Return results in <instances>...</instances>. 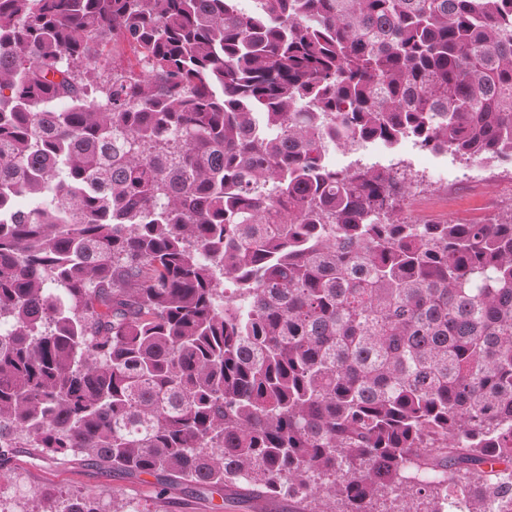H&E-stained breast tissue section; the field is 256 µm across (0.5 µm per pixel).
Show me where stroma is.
<instances>
[{"instance_id":"obj_1","label":"stroma","mask_w":512,"mask_h":512,"mask_svg":"<svg viewBox=\"0 0 512 512\" xmlns=\"http://www.w3.org/2000/svg\"><path fill=\"white\" fill-rule=\"evenodd\" d=\"M394 155H408L414 169L409 179L423 174L427 184L412 190L405 198L403 215L417 224H487L512 213V164L492 162V179L480 181L467 174L464 159L453 155L433 156L426 152H407L405 145L393 149ZM0 495L16 500L35 512L45 496H82L111 507L121 500L129 512H306L305 503L272 499L250 494L237 487L212 495H195L184 485L172 483L165 495H157L154 479L144 475L135 479L112 473L101 465H91L80 457L65 460L36 457L29 448L18 449L9 470L0 476Z\"/></svg>"}]
</instances>
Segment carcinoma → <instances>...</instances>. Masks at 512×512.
Listing matches in <instances>:
<instances>
[{
	"label": "carcinoma",
	"instance_id": "obj_1",
	"mask_svg": "<svg viewBox=\"0 0 512 512\" xmlns=\"http://www.w3.org/2000/svg\"><path fill=\"white\" fill-rule=\"evenodd\" d=\"M403 139L512 154V0H0V470L497 512L512 213L326 159Z\"/></svg>",
	"mask_w": 512,
	"mask_h": 512
}]
</instances>
